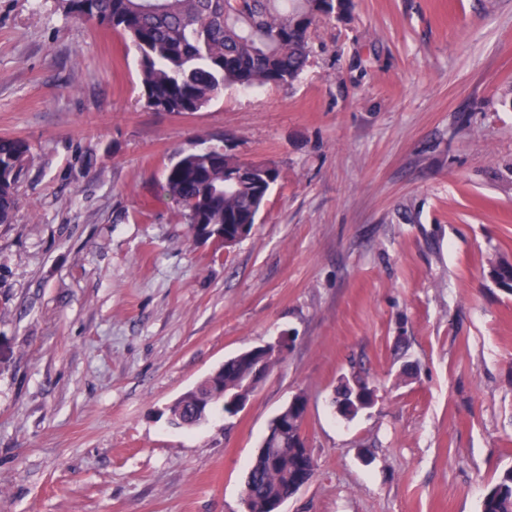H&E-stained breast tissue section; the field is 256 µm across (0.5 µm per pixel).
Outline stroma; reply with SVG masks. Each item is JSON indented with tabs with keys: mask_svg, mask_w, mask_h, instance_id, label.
Segmentation results:
<instances>
[{
	"mask_svg": "<svg viewBox=\"0 0 512 512\" xmlns=\"http://www.w3.org/2000/svg\"><path fill=\"white\" fill-rule=\"evenodd\" d=\"M291 86L144 107L133 51L59 0H0V136L30 160L0 224V512H244L271 418L307 399L282 512H480L512 466V0H353ZM280 178L214 250L161 193L181 150ZM290 335L232 418L167 408ZM376 391L355 417L341 376ZM290 344L289 336H280L274 342L266 343L265 345L254 347L247 350L245 353L261 352L264 354L265 363L268 365L266 373H268L272 367L278 362L284 360L288 352ZM343 379V378H342ZM342 379L336 387L333 403L337 411L346 418H353L357 415L359 410L368 405L367 399L363 397V401L356 402L353 398V386L350 380L343 382Z\"/></svg>",
	"mask_w": 512,
	"mask_h": 512,
	"instance_id": "1",
	"label": "stroma"
}]
</instances>
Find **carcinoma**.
Segmentation results:
<instances>
[{
    "label": "carcinoma",
    "mask_w": 512,
    "mask_h": 512,
    "mask_svg": "<svg viewBox=\"0 0 512 512\" xmlns=\"http://www.w3.org/2000/svg\"><path fill=\"white\" fill-rule=\"evenodd\" d=\"M65 13L119 30L137 60L141 98L154 112L190 114L206 108L226 87L290 85L309 61L312 30L319 21L349 14L351 0H63ZM29 161L25 141L0 137V224L12 223L17 186ZM277 168L243 164L220 149L181 151L167 167L161 189L181 207L189 232L214 224H256ZM259 359H240L220 377L226 394L249 396L260 382ZM209 380L169 407L172 424L206 421ZM333 403L353 418L368 402H356L350 382H339ZM270 450L257 452L246 476L251 512L291 492L300 454L293 436L273 435ZM481 512H512V467L488 487Z\"/></svg>",
    "instance_id": "1"
}]
</instances>
